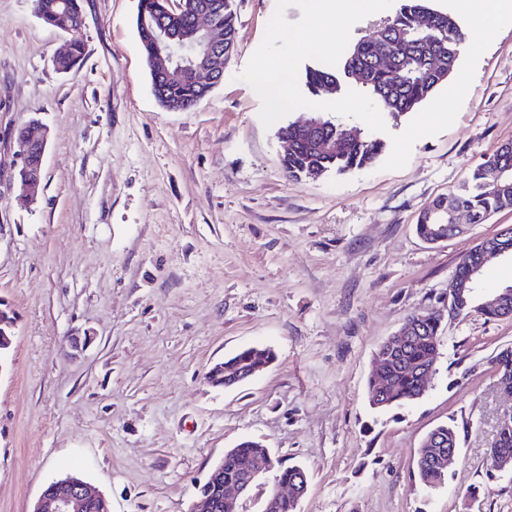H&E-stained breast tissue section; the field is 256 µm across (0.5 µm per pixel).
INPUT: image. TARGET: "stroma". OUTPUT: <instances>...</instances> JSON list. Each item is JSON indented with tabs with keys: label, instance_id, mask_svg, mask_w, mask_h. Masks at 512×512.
<instances>
[{
	"label": "stroma",
	"instance_id": "35a3bbf8",
	"mask_svg": "<svg viewBox=\"0 0 512 512\" xmlns=\"http://www.w3.org/2000/svg\"><path fill=\"white\" fill-rule=\"evenodd\" d=\"M86 56L53 66L62 33L31 0H0V301L15 317L0 366V512H29L75 473L111 512H188L225 449L266 444L309 476L301 512H512L490 455L501 410L494 360L512 318L445 319L418 401L373 410L380 344L440 306L458 261L512 225V209L429 243L436 197L512 140V25L480 56L454 124L408 164L289 178L277 127L237 75L276 0H233L224 80L189 112L151 91L137 0H81ZM49 130L36 201L13 186V127ZM247 346L275 359L224 389L209 370ZM457 430L458 466L426 490L424 436Z\"/></svg>",
	"mask_w": 512,
	"mask_h": 512
}]
</instances>
